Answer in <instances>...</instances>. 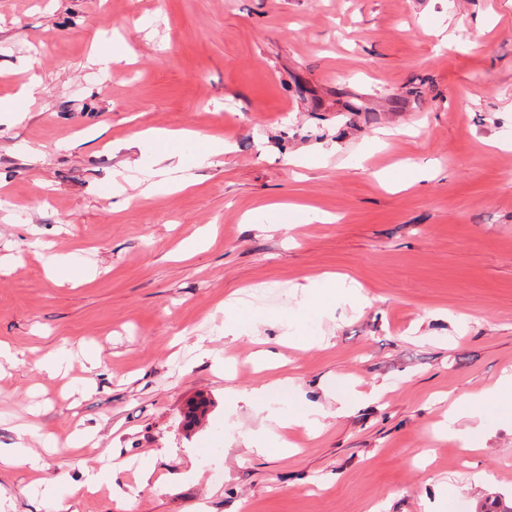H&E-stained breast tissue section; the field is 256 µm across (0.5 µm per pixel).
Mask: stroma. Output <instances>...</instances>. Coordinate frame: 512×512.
Returning <instances> with one entry per match:
<instances>
[{
    "instance_id": "stroma-1",
    "label": "stroma",
    "mask_w": 512,
    "mask_h": 512,
    "mask_svg": "<svg viewBox=\"0 0 512 512\" xmlns=\"http://www.w3.org/2000/svg\"><path fill=\"white\" fill-rule=\"evenodd\" d=\"M129 62L102 72L93 44ZM31 97L18 93L30 75ZM0 512H500L512 427L441 433L454 399L512 374V0H0ZM223 140L197 184L138 196L155 142ZM296 204L275 229L260 212ZM206 231L203 249L184 241ZM68 256L51 275L39 247ZM327 273L360 309L302 300ZM238 295L237 310L224 300ZM236 325V335L224 333ZM205 337L211 356L193 349ZM295 337L282 345L281 337ZM97 351L98 386L84 387ZM69 362L51 378L42 358ZM280 381L323 409L288 456L246 448L267 414L240 391ZM357 394L338 412L335 391ZM211 406L182 424L189 401ZM91 446L71 448L76 431ZM111 449L122 488L71 489ZM336 284L344 290L346 298L354 305H360L365 301V298L361 294L360 288H357L351 284L345 282H336V279L326 278L321 280H310L307 284L300 286L302 295L306 296L314 293L316 290L326 288L328 285H333L336 288ZM28 464L33 471L38 470L37 461L30 455L23 443L14 448H0V471Z\"/></svg>"
}]
</instances>
